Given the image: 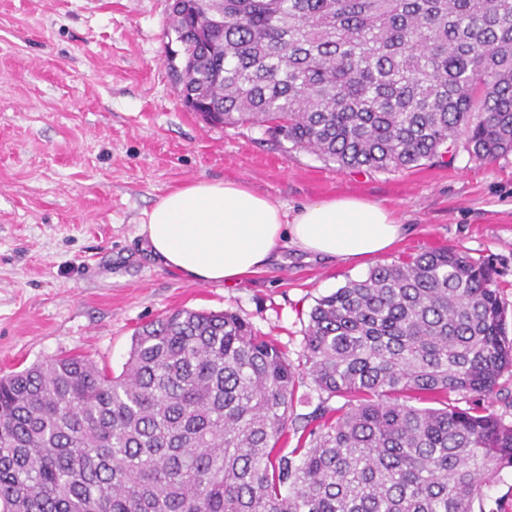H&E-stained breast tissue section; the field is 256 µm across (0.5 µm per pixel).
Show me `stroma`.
<instances>
[{
	"label": "stroma",
	"instance_id": "1",
	"mask_svg": "<svg viewBox=\"0 0 512 512\" xmlns=\"http://www.w3.org/2000/svg\"><path fill=\"white\" fill-rule=\"evenodd\" d=\"M183 63L168 0H0V376L70 354L120 373L135 331L183 308L238 314L300 369L318 298L441 247L491 268L512 332V154L343 169L205 121L178 95ZM226 179L292 210L376 201L403 237L336 263L283 244L240 283H198L157 261L139 228L168 192Z\"/></svg>",
	"mask_w": 512,
	"mask_h": 512
}]
</instances>
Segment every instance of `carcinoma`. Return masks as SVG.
Wrapping results in <instances>:
<instances>
[{"instance_id":"cac0c4a2","label":"carcinoma","mask_w":512,"mask_h":512,"mask_svg":"<svg viewBox=\"0 0 512 512\" xmlns=\"http://www.w3.org/2000/svg\"><path fill=\"white\" fill-rule=\"evenodd\" d=\"M173 23L198 62L179 82L226 127L352 170L512 153V0H210ZM304 351L345 402L287 452L300 373L231 311L143 325L118 376L77 354L1 376L0 512H485L512 422L448 402L512 371L485 268L378 266L316 300Z\"/></svg>"}]
</instances>
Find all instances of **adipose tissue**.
Listing matches in <instances>:
<instances>
[{"label":"adipose tissue","instance_id":"ef3b65f1","mask_svg":"<svg viewBox=\"0 0 512 512\" xmlns=\"http://www.w3.org/2000/svg\"><path fill=\"white\" fill-rule=\"evenodd\" d=\"M140 233L166 267L234 284L265 266L281 241L344 262L386 254L402 226L375 201L335 197L289 212L244 183L198 180L161 197Z\"/></svg>","mask_w":512,"mask_h":512}]
</instances>
